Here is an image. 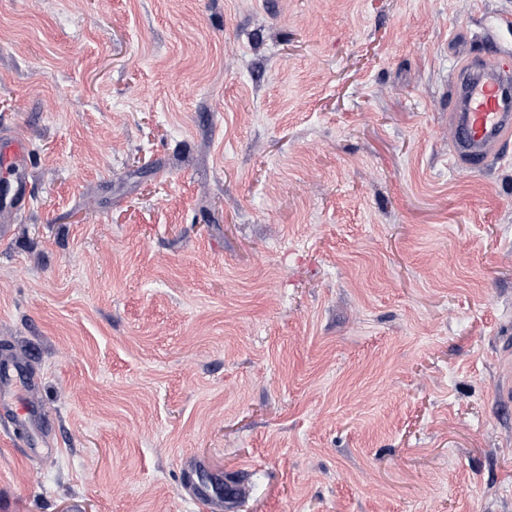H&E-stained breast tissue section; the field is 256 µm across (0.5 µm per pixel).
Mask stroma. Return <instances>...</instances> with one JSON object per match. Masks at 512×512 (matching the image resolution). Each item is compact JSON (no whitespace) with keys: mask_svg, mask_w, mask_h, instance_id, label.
<instances>
[{"mask_svg":"<svg viewBox=\"0 0 512 512\" xmlns=\"http://www.w3.org/2000/svg\"><path fill=\"white\" fill-rule=\"evenodd\" d=\"M512 0H0V512H512V142L448 156ZM29 153L28 143L14 135L2 138L0 141V175L2 171L11 177L10 205L16 214L24 211L28 204L27 158ZM34 382L28 370L9 365L0 366V418L4 422L5 432L12 441L15 438L13 426H25L37 416L41 420H49L50 412L45 407H35L30 402H24L17 393L18 384L31 386Z\"/></svg>","mask_w":512,"mask_h":512,"instance_id":"35a3bbf8","label":"stroma"}]
</instances>
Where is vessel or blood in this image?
Here are the masks:
<instances>
[{
    "label": "vessel or blood",
    "instance_id": "b4317fda",
    "mask_svg": "<svg viewBox=\"0 0 512 512\" xmlns=\"http://www.w3.org/2000/svg\"><path fill=\"white\" fill-rule=\"evenodd\" d=\"M451 136L448 152L454 164L473 171L487 168L502 145L512 140V68L493 57L465 56L454 66L452 103L448 109ZM29 146L12 136L0 140V172L10 176V205L25 210ZM24 369L0 366V424L6 435L34 419L49 420L46 408L22 401L20 385L32 384Z\"/></svg>",
    "mask_w": 512,
    "mask_h": 512
}]
</instances>
